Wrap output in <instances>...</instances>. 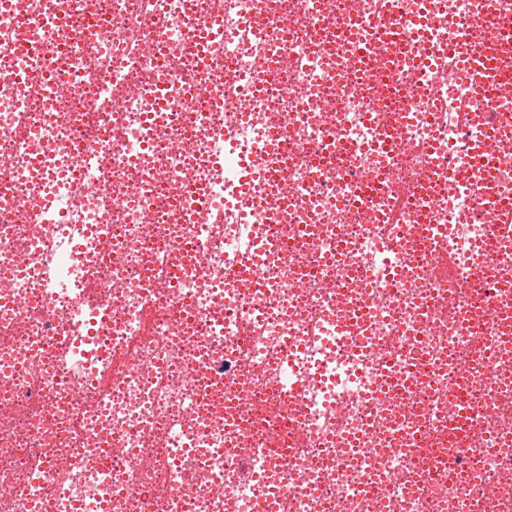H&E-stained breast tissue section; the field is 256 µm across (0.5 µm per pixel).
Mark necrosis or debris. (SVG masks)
Segmentation results:
<instances>
[{
    "label": "necrosis or debris",
    "mask_w": 512,
    "mask_h": 512,
    "mask_svg": "<svg viewBox=\"0 0 512 512\" xmlns=\"http://www.w3.org/2000/svg\"><path fill=\"white\" fill-rule=\"evenodd\" d=\"M490 7H0V512H512ZM468 53L474 62L472 69V80L480 91L479 101L488 102L491 100L490 90L499 83L497 68L494 63L486 58L482 47L478 44H471Z\"/></svg>",
    "instance_id": "1"
}]
</instances>
